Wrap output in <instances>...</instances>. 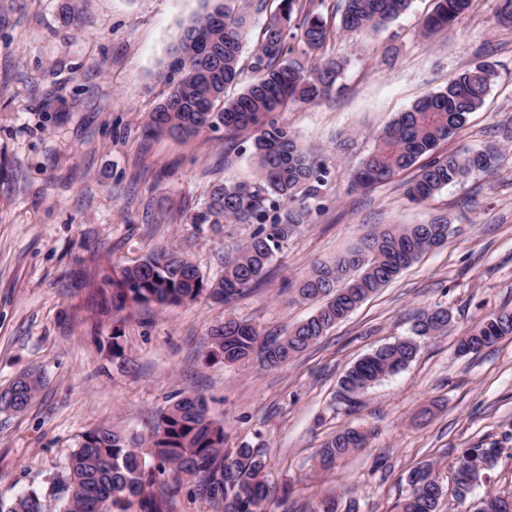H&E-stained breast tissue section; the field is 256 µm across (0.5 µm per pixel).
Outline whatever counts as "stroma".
I'll return each mask as SVG.
<instances>
[{
    "instance_id": "obj_1",
    "label": "stroma",
    "mask_w": 512,
    "mask_h": 512,
    "mask_svg": "<svg viewBox=\"0 0 512 512\" xmlns=\"http://www.w3.org/2000/svg\"><path fill=\"white\" fill-rule=\"evenodd\" d=\"M497 0H474L456 29L430 38L433 0L379 31H334L329 53L347 57L342 89L279 115L320 157L310 216L263 281L229 304L204 297L163 311L112 306L113 273L165 247L209 277L250 237L192 222L212 182L254 181L257 129L206 130L188 139L149 136L150 112L168 93L165 65L202 0H0V388L28 369L46 385L23 414L0 413V501L37 491L59 512L67 456L102 425L148 434L179 392L207 400L228 448L259 449L270 493L265 512H312L318 500L357 499L359 512H397L404 475L428 462L443 485L439 512H476L485 492L512 495V336L473 355L459 340L483 316L512 310V28ZM75 22H66L65 14ZM494 64L484 106L438 151L499 148L492 175L411 202L406 170L370 190L350 187L373 136L423 95L475 63ZM448 216L447 244L432 249L365 300L288 365L210 364L208 334L227 317L264 336L284 335L316 304L296 300L318 262L351 249L370 225ZM453 320L424 340L398 374L360 395L339 396L345 371L378 346L408 336L420 308ZM125 357L108 347L113 327ZM356 428L364 448L321 469L318 452ZM502 450L487 482L465 500L451 483L459 449Z\"/></svg>"
}]
</instances>
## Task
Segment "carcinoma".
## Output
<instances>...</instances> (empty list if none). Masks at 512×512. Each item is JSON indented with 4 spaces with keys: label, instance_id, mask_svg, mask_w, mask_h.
<instances>
[{
    "label": "carcinoma",
    "instance_id": "cac0c4a2",
    "mask_svg": "<svg viewBox=\"0 0 512 512\" xmlns=\"http://www.w3.org/2000/svg\"><path fill=\"white\" fill-rule=\"evenodd\" d=\"M235 0H203V10L183 28L166 64L169 91L145 126L149 135L167 133L190 137L204 130L235 131L256 127L254 156L260 168L257 182H216L193 215L192 223L215 233L224 220L254 224L255 230L233 255L224 257L221 274L207 278L185 254L159 249L123 267L114 281L118 307L126 303L159 310L178 307L205 295L228 303L259 282L282 247L308 223L310 210L300 189L319 192L321 166L313 152L298 142L288 127L272 117L289 103L312 104L329 96L342 79L347 60L321 50L331 37L328 18L312 9L292 23L294 0H281L279 11L264 22L252 53L253 82L243 93L227 99L224 91L240 74L244 39L251 16ZM412 0H341V29L376 32L404 14ZM473 0H436L421 22L428 37L460 24ZM297 41L299 48L288 44ZM495 69L476 63L448 79L447 86L427 94L400 113L374 137V146L353 174V184L371 188L417 165L407 184V198L421 204L442 189L494 172L499 151L490 144L466 153L436 154L480 109ZM427 162L419 164L420 159ZM278 211L266 223L267 207ZM448 216L436 215L423 224L367 228L357 243L329 263H318L300 282L297 298L320 306L294 325L287 335L269 338L245 321L228 318L210 331L206 361L226 365L258 357L267 368H278L316 344L363 301L395 279L432 248L448 241ZM451 312L444 307L417 311L411 336L383 345L351 366L340 381L341 397L355 395L404 369L418 353L420 340L448 329ZM512 335V311H499L478 321L460 340L458 351L478 354ZM43 386L40 373L19 375L0 393V413L9 403L30 406ZM227 434L214 419L206 400L191 393L177 396L162 409L147 437L100 425L82 435L64 465L68 493L60 512H129L133 499L171 472L162 494L173 499L181 491V475L198 478L224 512H261L268 497L263 454L248 446L224 451ZM366 435L355 429L339 432L320 449L321 465L364 447ZM501 448L477 442L458 452L453 465L455 495L465 499L497 464ZM157 463H152L151 459ZM406 495L398 512H438L442 486L423 463L405 476ZM0 512H44L40 495L31 491Z\"/></svg>",
    "mask_w": 512,
    "mask_h": 512
}]
</instances>
